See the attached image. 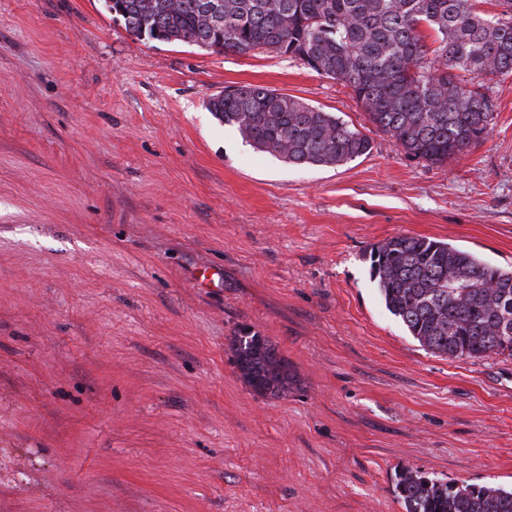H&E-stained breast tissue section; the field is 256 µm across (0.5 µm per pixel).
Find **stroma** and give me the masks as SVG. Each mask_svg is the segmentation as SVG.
<instances>
[{
	"label": "stroma",
	"instance_id": "obj_1",
	"mask_svg": "<svg viewBox=\"0 0 512 512\" xmlns=\"http://www.w3.org/2000/svg\"><path fill=\"white\" fill-rule=\"evenodd\" d=\"M259 85L372 151L297 167L217 120ZM487 138L409 157L344 83L129 34L104 0H0V512H403L399 471L512 487V357L450 360L382 304L371 246L512 268V75ZM288 363L260 396L228 340Z\"/></svg>",
	"mask_w": 512,
	"mask_h": 512
}]
</instances>
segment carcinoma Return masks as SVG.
Instances as JSON below:
<instances>
[{
  "label": "carcinoma",
  "mask_w": 512,
  "mask_h": 512,
  "mask_svg": "<svg viewBox=\"0 0 512 512\" xmlns=\"http://www.w3.org/2000/svg\"><path fill=\"white\" fill-rule=\"evenodd\" d=\"M105 0L133 36L217 53L287 56L352 89L369 121L407 155L440 165L491 130L483 80L512 74V0ZM475 83L461 82L459 73ZM217 119L255 149L294 166H338L368 154L371 139L340 117L259 85L229 86L209 100ZM370 278L410 335L450 359L512 356V271L426 237L395 236L369 251ZM228 347L261 396L288 392V363L256 333ZM404 512H512V491L399 475Z\"/></svg>",
  "instance_id": "carcinoma-1"
}]
</instances>
